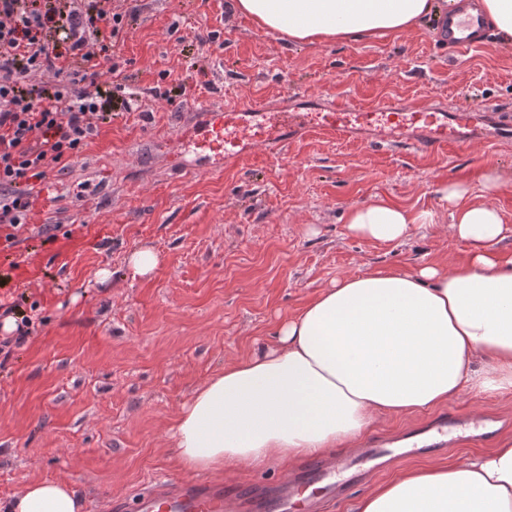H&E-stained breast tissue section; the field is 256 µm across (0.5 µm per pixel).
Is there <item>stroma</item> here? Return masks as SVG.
Returning <instances> with one entry per match:
<instances>
[{
    "mask_svg": "<svg viewBox=\"0 0 512 512\" xmlns=\"http://www.w3.org/2000/svg\"><path fill=\"white\" fill-rule=\"evenodd\" d=\"M112 10L133 16L119 54L139 108L116 113L66 171H50L29 230L0 251V300L34 313L24 343L0 355L1 503L29 482L55 480L84 512H108L110 499L183 477L170 431L225 360L272 344L277 325L342 274L466 261L439 186L477 196L498 171L505 182L493 201L512 225V139L424 153L313 124L276 158L258 148L179 178L165 166L181 124L208 104L305 94L360 112L388 101L512 116V44L499 37L459 55L430 19L398 36L293 43L232 0H112ZM377 197L437 221L391 243L351 235L348 211ZM43 224L58 225L60 237L39 235ZM142 245L161 257L144 279L126 268ZM105 266L112 278L102 284ZM452 407L497 417L498 436L430 461L487 453L512 437V394ZM429 460L396 463L370 484ZM370 484L327 512H351Z\"/></svg>",
    "mask_w": 512,
    "mask_h": 512,
    "instance_id": "stroma-1",
    "label": "stroma"
}]
</instances>
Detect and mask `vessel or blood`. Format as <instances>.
<instances>
[{"mask_svg": "<svg viewBox=\"0 0 512 512\" xmlns=\"http://www.w3.org/2000/svg\"><path fill=\"white\" fill-rule=\"evenodd\" d=\"M484 15L461 8L441 21V40L450 50L465 53L483 47ZM322 127L344 139L366 138L371 144H404L418 150L461 147L464 135L451 124L452 114L439 107L419 112L383 102L372 111L356 112L342 100L327 103ZM305 112L269 116L266 106L251 100L225 108H201L185 124L176 142L178 151L167 164L179 172L200 165L222 166L225 158L246 156L261 145L280 156L288 143L309 125ZM496 434L495 422L480 416L463 418L446 412L394 440L375 439L353 455L332 460L314 458L288 480L265 487L262 493H227L206 482H177L116 500L114 512H322L325 503L362 484L370 470L399 459L430 455L452 447L459 439L485 443Z\"/></svg>", "mask_w": 512, "mask_h": 512, "instance_id": "obj_1", "label": "vessel or blood"}]
</instances>
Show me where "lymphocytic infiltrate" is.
I'll return each instance as SVG.
<instances>
[{
    "label": "lymphocytic infiltrate",
    "instance_id": "lymphocytic-infiltrate-1",
    "mask_svg": "<svg viewBox=\"0 0 512 512\" xmlns=\"http://www.w3.org/2000/svg\"><path fill=\"white\" fill-rule=\"evenodd\" d=\"M110 0H0V247L30 222L35 183L98 135L121 74L125 18Z\"/></svg>",
    "mask_w": 512,
    "mask_h": 512
}]
</instances>
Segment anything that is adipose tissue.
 <instances>
[{"label":"adipose tissue","mask_w":512,"mask_h":512,"mask_svg":"<svg viewBox=\"0 0 512 512\" xmlns=\"http://www.w3.org/2000/svg\"><path fill=\"white\" fill-rule=\"evenodd\" d=\"M236 11L288 40L342 41L410 29L436 0H234ZM483 192L441 187L449 232L467 242L465 263L411 271L346 274L283 320L261 355L225 362L179 411L173 442L179 467H288L355 443L377 420L412 416L467 394L512 393V234ZM435 215L377 198L349 210V231L390 243ZM67 484L39 480L0 512H82ZM355 512H512V438L486 455H466L398 473L374 486Z\"/></svg>","instance_id":"ef3b65f1"}]
</instances>
